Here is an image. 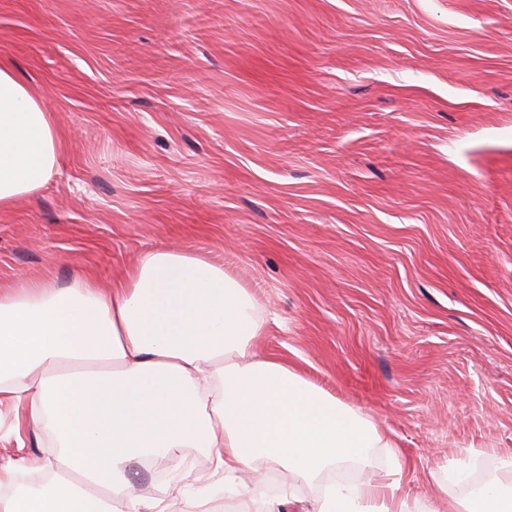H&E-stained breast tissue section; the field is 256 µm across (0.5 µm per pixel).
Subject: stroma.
Returning <instances> with one entry per match:
<instances>
[{
  "mask_svg": "<svg viewBox=\"0 0 512 512\" xmlns=\"http://www.w3.org/2000/svg\"><path fill=\"white\" fill-rule=\"evenodd\" d=\"M57 169L0 210V290L208 254L260 354L388 432L410 501L512 456V0H0ZM0 406V458L46 455ZM160 461L224 497V476Z\"/></svg>",
  "mask_w": 512,
  "mask_h": 512,
  "instance_id": "1",
  "label": "stroma"
}]
</instances>
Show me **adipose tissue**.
<instances>
[{
  "mask_svg": "<svg viewBox=\"0 0 512 512\" xmlns=\"http://www.w3.org/2000/svg\"><path fill=\"white\" fill-rule=\"evenodd\" d=\"M56 130L42 101L0 65V208L52 179ZM266 320L223 264L184 250L143 254L110 290L74 278L0 291V401L24 405L58 460L39 487L0 462V512H167L132 493L130 468L208 449L242 499L267 470L314 482L389 436L288 363L261 357ZM298 512H411L391 471L326 484ZM448 512H512V480L449 495Z\"/></svg>",
  "mask_w": 512,
  "mask_h": 512,
  "instance_id": "obj_1",
  "label": "adipose tissue"
}]
</instances>
